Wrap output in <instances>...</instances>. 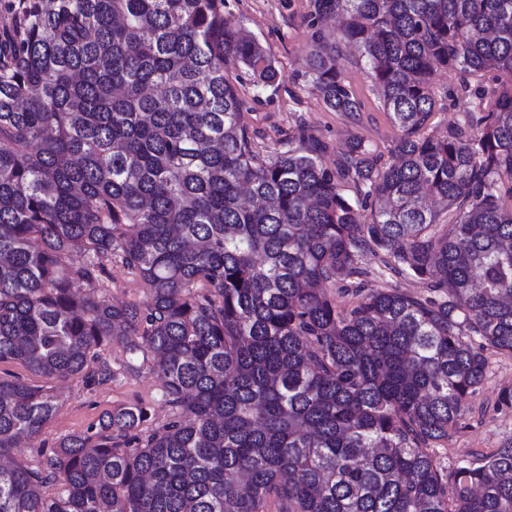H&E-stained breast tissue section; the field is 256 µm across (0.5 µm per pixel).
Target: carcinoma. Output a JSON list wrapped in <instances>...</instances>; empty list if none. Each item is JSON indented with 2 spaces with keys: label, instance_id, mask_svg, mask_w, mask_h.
Wrapping results in <instances>:
<instances>
[{
  "label": "carcinoma",
  "instance_id": "1",
  "mask_svg": "<svg viewBox=\"0 0 512 512\" xmlns=\"http://www.w3.org/2000/svg\"><path fill=\"white\" fill-rule=\"evenodd\" d=\"M314 9L343 23L307 57L313 89L358 116L357 46L395 160L358 140L331 169L306 129L264 154L225 72L282 74L224 0H0V363L103 385L122 344L172 410L150 429V407H114L29 465L10 449L58 403L0 376V512H512L511 441L433 455L484 352L512 354V0ZM438 68L491 80H462L478 103L442 136ZM114 257L145 307L97 294ZM387 270L430 295L366 287Z\"/></svg>",
  "mask_w": 512,
  "mask_h": 512
}]
</instances>
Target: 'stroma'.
I'll return each mask as SVG.
<instances>
[{
    "label": "stroma",
    "instance_id": "1",
    "mask_svg": "<svg viewBox=\"0 0 512 512\" xmlns=\"http://www.w3.org/2000/svg\"><path fill=\"white\" fill-rule=\"evenodd\" d=\"M313 0H224V13L238 21L263 45L283 79L278 86L265 90L254 86L242 69H229L227 79L235 86L243 101V122L260 149L274 147L279 140L306 128L330 146L326 165H333L336 153L350 141L363 140L383 156H390L401 132L392 123L374 87L369 70L359 58L356 48L346 51L344 77L359 99V119L329 109L308 81L307 54L313 34L332 37L334 28L311 23ZM460 73L438 71L433 77L436 108L427 130L443 134L462 120L474 106L472 96L462 95ZM110 277L100 294L115 302L145 305L148 291L138 276L123 267L120 260L109 266ZM485 379L470 401V408L460 429L445 447L436 449L435 457L443 466L473 452L485 455L495 452L504 441L512 439V410L495 409L502 388L512 386V356L486 351ZM116 374L113 382L90 387L80 377H32L21 363L5 364L7 372L23 378H35L37 384L58 400V411L35 438L13 448L19 461L37 463L39 446H53L65 435L86 431L97 423L105 411L114 407L142 402L151 409L152 424L160 425L170 417V410L160 401L161 380L143 366L141 355L125 347L112 345L101 353Z\"/></svg>",
    "mask_w": 512,
    "mask_h": 512
}]
</instances>
